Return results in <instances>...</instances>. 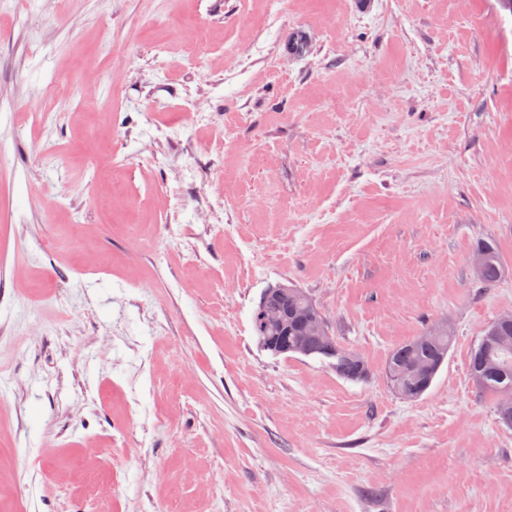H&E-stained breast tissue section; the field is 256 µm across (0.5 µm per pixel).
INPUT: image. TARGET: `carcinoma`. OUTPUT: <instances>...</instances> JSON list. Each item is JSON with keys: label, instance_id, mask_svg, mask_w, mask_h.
<instances>
[{"label": "carcinoma", "instance_id": "cac0c4a2", "mask_svg": "<svg viewBox=\"0 0 512 512\" xmlns=\"http://www.w3.org/2000/svg\"><path fill=\"white\" fill-rule=\"evenodd\" d=\"M483 250L490 254L491 265L480 283L491 285L499 281L502 262L493 248L485 246ZM285 307L297 315L295 323L286 328L280 322L281 310ZM252 326L259 345L274 356L300 354L332 358L336 360L333 364L336 374L349 381H363L370 374L368 364L361 357L347 361L334 353L340 343L317 306L297 288L278 286L268 289L253 313ZM297 336L308 338L305 348L296 346ZM452 340L453 335L443 330L433 333L425 343L413 338L392 349L385 365L391 390L398 396L415 390L424 394L428 390L424 386L426 371L440 370ZM469 369L476 385L495 403H500L507 394L512 395V323H498L495 334L479 337L470 353Z\"/></svg>", "mask_w": 512, "mask_h": 512}]
</instances>
